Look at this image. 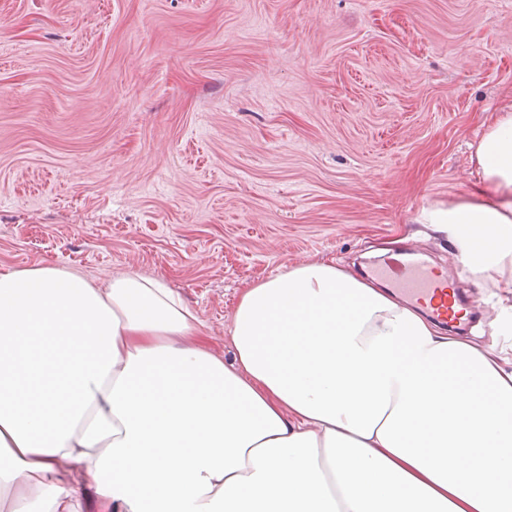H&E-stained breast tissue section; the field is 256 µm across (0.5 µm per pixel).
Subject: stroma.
Wrapping results in <instances>:
<instances>
[{
	"mask_svg": "<svg viewBox=\"0 0 512 512\" xmlns=\"http://www.w3.org/2000/svg\"><path fill=\"white\" fill-rule=\"evenodd\" d=\"M512 106V0H0V272L135 269L233 359L243 288L302 260L383 287L406 248L492 288L422 210Z\"/></svg>",
	"mask_w": 512,
	"mask_h": 512,
	"instance_id": "35a3bbf8",
	"label": "stroma"
}]
</instances>
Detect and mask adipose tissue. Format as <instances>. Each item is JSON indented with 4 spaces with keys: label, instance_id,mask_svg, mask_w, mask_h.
Returning <instances> with one entry per match:
<instances>
[{
    "label": "adipose tissue",
    "instance_id": "adipose-tissue-1",
    "mask_svg": "<svg viewBox=\"0 0 512 512\" xmlns=\"http://www.w3.org/2000/svg\"><path fill=\"white\" fill-rule=\"evenodd\" d=\"M474 157L425 218L498 292L488 346L323 260L242 291L229 364L160 279L1 272L0 512H512V110Z\"/></svg>",
    "mask_w": 512,
    "mask_h": 512
}]
</instances>
